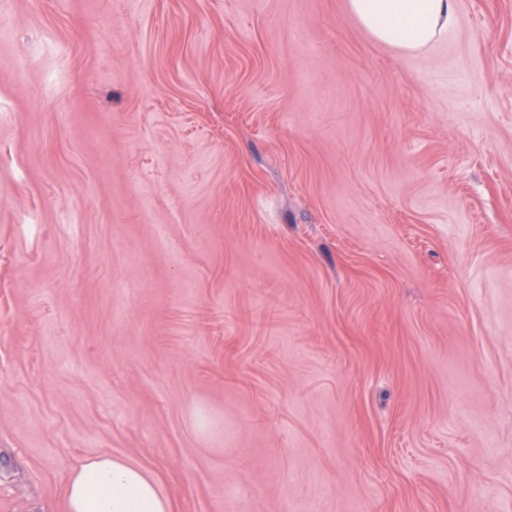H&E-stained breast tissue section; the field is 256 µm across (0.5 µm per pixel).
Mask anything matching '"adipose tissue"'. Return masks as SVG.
<instances>
[{
  "mask_svg": "<svg viewBox=\"0 0 512 512\" xmlns=\"http://www.w3.org/2000/svg\"><path fill=\"white\" fill-rule=\"evenodd\" d=\"M350 11L378 40L417 51L456 19L454 0H348ZM67 512H175L155 475L118 457L76 465L66 485Z\"/></svg>",
  "mask_w": 512,
  "mask_h": 512,
  "instance_id": "1",
  "label": "adipose tissue"
}]
</instances>
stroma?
Listing matches in <instances>:
<instances>
[{"instance_id": "stroma-1", "label": "stroma", "mask_w": 512, "mask_h": 512, "mask_svg": "<svg viewBox=\"0 0 512 512\" xmlns=\"http://www.w3.org/2000/svg\"><path fill=\"white\" fill-rule=\"evenodd\" d=\"M0 512H512V0H5ZM455 0H348L350 11L378 40L417 51L456 19ZM65 494L67 512H177L155 475L118 457L81 461Z\"/></svg>"}]
</instances>
